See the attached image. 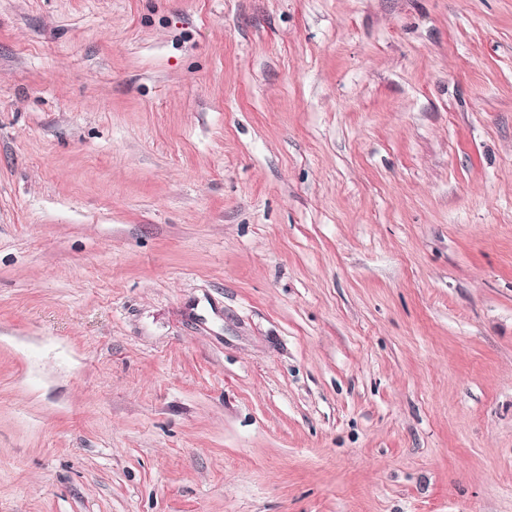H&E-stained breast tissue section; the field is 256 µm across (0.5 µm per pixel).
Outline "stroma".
<instances>
[{"mask_svg": "<svg viewBox=\"0 0 512 512\" xmlns=\"http://www.w3.org/2000/svg\"><path fill=\"white\" fill-rule=\"evenodd\" d=\"M0 512H512V0H0Z\"/></svg>", "mask_w": 512, "mask_h": 512, "instance_id": "35a3bbf8", "label": "stroma"}]
</instances>
